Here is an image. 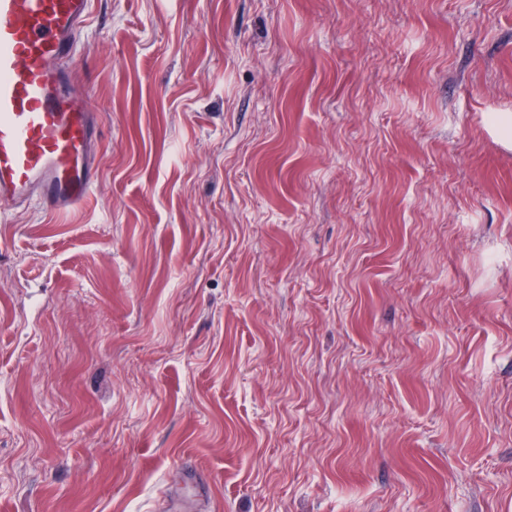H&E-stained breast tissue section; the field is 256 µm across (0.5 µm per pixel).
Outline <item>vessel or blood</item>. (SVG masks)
I'll use <instances>...</instances> for the list:
<instances>
[{
	"mask_svg": "<svg viewBox=\"0 0 512 512\" xmlns=\"http://www.w3.org/2000/svg\"><path fill=\"white\" fill-rule=\"evenodd\" d=\"M93 0H0V212L57 215L96 185L100 118L72 61Z\"/></svg>",
	"mask_w": 512,
	"mask_h": 512,
	"instance_id": "obj_1",
	"label": "vessel or blood"
}]
</instances>
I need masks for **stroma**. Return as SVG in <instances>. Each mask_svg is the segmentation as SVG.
Instances as JSON below:
<instances>
[{
  "mask_svg": "<svg viewBox=\"0 0 512 512\" xmlns=\"http://www.w3.org/2000/svg\"><path fill=\"white\" fill-rule=\"evenodd\" d=\"M99 175L0 216V512H512V0H95Z\"/></svg>",
  "mask_w": 512,
  "mask_h": 512,
  "instance_id": "35a3bbf8",
  "label": "stroma"
}]
</instances>
